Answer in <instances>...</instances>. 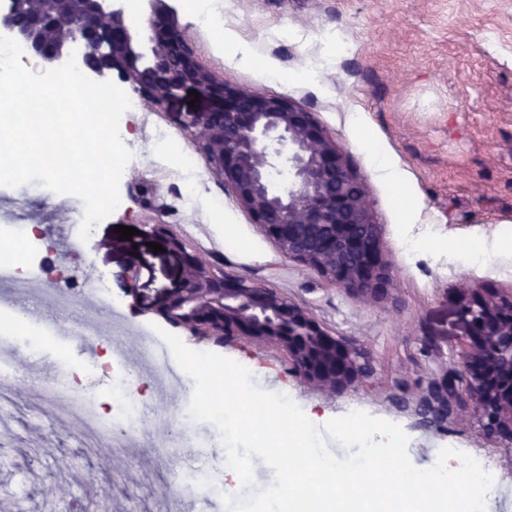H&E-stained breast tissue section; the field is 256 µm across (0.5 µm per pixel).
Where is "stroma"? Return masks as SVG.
<instances>
[{"label":"stroma","instance_id":"stroma-1","mask_svg":"<svg viewBox=\"0 0 512 512\" xmlns=\"http://www.w3.org/2000/svg\"><path fill=\"white\" fill-rule=\"evenodd\" d=\"M229 41L246 45L252 64L239 63L210 33L171 0L197 59L216 78L265 94L285 96L314 112L349 157L365 184L382 246L395 269L387 296L361 301L309 267L288 259L254 224L203 155H196V209L181 205L184 179L166 153L141 154L155 127L190 148L182 122L207 100L181 91L162 111L124 113L120 128L133 153L122 176L121 204L98 223L79 256L59 252V236L83 207L73 195L40 183L0 189V208L17 223L40 227L37 261L61 265L68 283L80 288L106 279L117 309L133 325L126 341L144 355L141 334L161 324L157 310L179 287L183 269L173 252H153L150 227L167 225L213 267L282 293L309 310L332 335L364 348L373 367L372 385L340 393L318 390L295 372L288 357L246 339L216 345L179 327L191 349L231 358L255 375L258 388L287 393L313 409L316 425L343 416L350 404L398 424L409 438L407 452L420 469L431 467L440 448H464L489 458L504 482L487 512L512 495V451L489 438L470 400H462L440 428L419 426L402 406L415 383L434 365L457 368L466 327L458 311L473 289L512 292V248L496 238L512 236V0H223ZM363 125H353V114ZM385 155L404 174L402 185L384 183L373 154ZM224 202L220 211L210 202ZM135 228L121 239L117 226ZM478 242L489 245L485 263L462 268L459 254ZM48 312L54 346L40 353L18 349L0 373V512H159L169 495V473L193 474L195 496L220 499L224 476L212 468L222 449L212 447L209 423L191 428L176 446V415L168 405L135 426L145 439L136 453L115 452L112 434L123 427L102 410L109 432L92 437L73 393L56 386L64 368L82 369L95 396H107L96 370V353L74 339L79 305L54 317L57 283L31 280ZM440 351L438 360L426 348ZM41 370L28 371L30 361Z\"/></svg>","mask_w":512,"mask_h":512}]
</instances>
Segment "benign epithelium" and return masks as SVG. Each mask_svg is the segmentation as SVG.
I'll return each instance as SVG.
<instances>
[{"label":"benign epithelium","instance_id":"7a95c632","mask_svg":"<svg viewBox=\"0 0 512 512\" xmlns=\"http://www.w3.org/2000/svg\"><path fill=\"white\" fill-rule=\"evenodd\" d=\"M145 2L144 26L126 23L124 0H0V34L48 63L69 58L72 41L85 47L82 65L96 81L116 73L140 100L164 107L185 89L216 105L189 112L192 144L224 186L287 258L316 271L360 300L388 293L393 270L385 259L366 189L314 113L283 96L263 95L218 80L199 64L172 19L167 0ZM284 173L282 184L274 174ZM151 233L177 253L181 287L158 310L166 322L222 343L247 337L288 355L308 384L343 391L369 383V362L353 343L329 334L305 309L278 292L206 264L164 224ZM460 315L468 335L460 369L440 368L417 383L410 401L419 423L447 421L460 384L498 442L512 444V294L467 300Z\"/></svg>","mask_w":512,"mask_h":512}]
</instances>
